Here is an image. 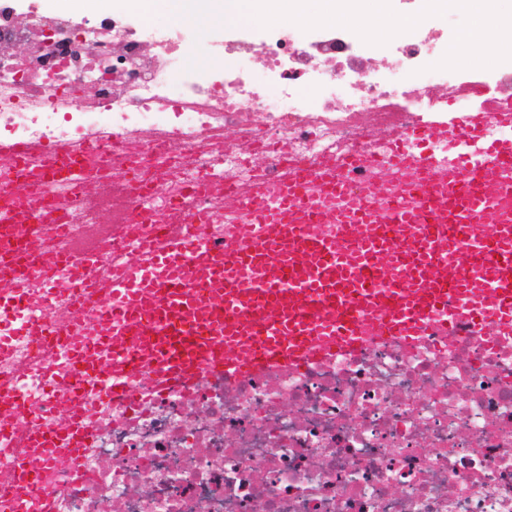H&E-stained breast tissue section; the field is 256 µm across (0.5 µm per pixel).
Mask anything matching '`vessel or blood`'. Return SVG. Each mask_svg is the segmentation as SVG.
<instances>
[{"mask_svg": "<svg viewBox=\"0 0 512 512\" xmlns=\"http://www.w3.org/2000/svg\"><path fill=\"white\" fill-rule=\"evenodd\" d=\"M485 118L473 112L448 126L416 124L395 143L387 164H405V141L429 145L444 132L478 157L460 155L436 183L429 153L419 157L421 181L385 210L362 205L328 216L323 197L350 195L356 158L316 162L288 171L276 199L241 201L249 231L235 245L205 241L206 214L187 213L172 240H139L145 262L113 265L102 312L112 327V368L86 377L83 388L115 399L131 393L146 364L165 381L213 366L235 376L272 364L300 366L321 353L350 351L367 339L410 342L425 328L440 334L473 328L512 335V139L484 137ZM94 143L47 145L41 157L82 181ZM334 223L338 235L310 232ZM59 437L33 430L28 446L40 463L10 455L12 473L28 489L11 512H43L35 492L44 464L60 456Z\"/></svg>", "mask_w": 512, "mask_h": 512, "instance_id": "1", "label": "vessel or blood"}]
</instances>
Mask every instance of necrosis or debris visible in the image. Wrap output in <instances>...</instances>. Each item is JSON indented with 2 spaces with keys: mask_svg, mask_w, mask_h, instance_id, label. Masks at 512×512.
<instances>
[{
  "mask_svg": "<svg viewBox=\"0 0 512 512\" xmlns=\"http://www.w3.org/2000/svg\"><path fill=\"white\" fill-rule=\"evenodd\" d=\"M29 50L14 52L17 44ZM269 94L232 45L195 34L168 37L148 22L117 16L77 20L31 9L16 20L0 0V145L35 148L123 136L112 164L156 183L160 223L129 221L99 245L111 266L127 240L173 233L181 213L202 210L204 233L237 235L227 191L270 187L284 171L355 152L374 162L359 189L379 181L382 204L403 199L413 166L379 168L391 139L419 112L445 111L431 79L412 64L434 63L431 36L401 41L399 61L373 77L336 36L302 43L297 32L261 44ZM233 59L214 74L192 70V54ZM347 98L337 114V98ZM381 110L389 134L371 139L364 116ZM245 112L270 117L237 143L224 127ZM20 184L0 155V211L36 209V231L0 230L28 263L55 261L95 223L98 210L70 178L34 168ZM17 306L0 314V389L19 376L40 386L50 336L21 329L46 290L36 273L13 279ZM70 391L60 374L51 405H6L0 447L30 423L58 431ZM89 428L78 469L58 464L38 495L47 512H512V336L460 328L426 331L414 342L373 340L305 365H272L234 378L205 367L175 385L154 371L122 402L81 397Z\"/></svg>",
  "mask_w": 512,
  "mask_h": 512,
  "instance_id": "4bbe7bcc",
  "label": "necrosis or debris"
}]
</instances>
